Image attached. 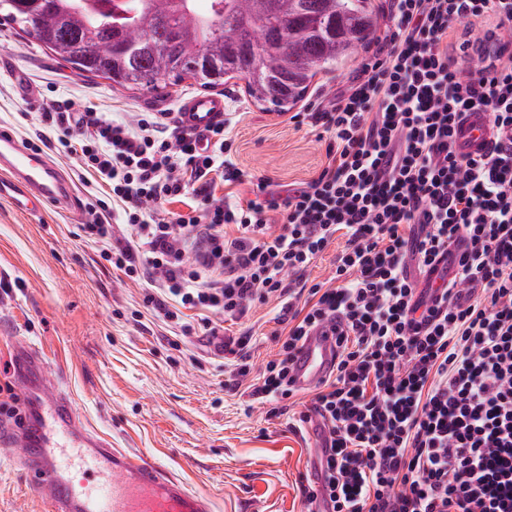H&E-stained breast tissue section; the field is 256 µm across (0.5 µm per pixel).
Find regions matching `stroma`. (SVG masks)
<instances>
[{
  "instance_id": "stroma-1",
  "label": "stroma",
  "mask_w": 512,
  "mask_h": 512,
  "mask_svg": "<svg viewBox=\"0 0 512 512\" xmlns=\"http://www.w3.org/2000/svg\"><path fill=\"white\" fill-rule=\"evenodd\" d=\"M383 15L377 32L393 28L391 0H375ZM377 42L339 70L318 76L301 112L330 105L361 76L379 48ZM0 124L23 141L41 140L42 150L71 177L75 158L55 150L57 130L41 122L39 109L55 102L70 111L109 112L134 121L142 112H173L200 86L183 82L158 92L112 86L100 77H79L66 63L21 31L0 26ZM232 121V157L244 174L217 194L250 198L252 180L264 177L282 186L309 181L324 164L325 143L316 130L296 126L255 103L241 79L219 89ZM84 202H61L43 216L14 211L0 201V384L14 379V344L25 342L46 354L48 372L71 395L96 432L113 447L129 448L165 467L192 490L211 498L213 512H304L303 490L313 475L316 436L295 418L299 405L281 415L268 405L226 391L229 362L218 342L199 330L185 337L180 327L145 314L149 286L104 260L107 246L124 245L121 231L110 243L88 239L82 226ZM270 302L249 317L228 324L230 336L246 334L254 366L279 350L281 331ZM0 512H52L33 491L17 457L0 452Z\"/></svg>"
}]
</instances>
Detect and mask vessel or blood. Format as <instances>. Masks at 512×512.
Wrapping results in <instances>:
<instances>
[{"mask_svg": "<svg viewBox=\"0 0 512 512\" xmlns=\"http://www.w3.org/2000/svg\"><path fill=\"white\" fill-rule=\"evenodd\" d=\"M224 119V99L190 96L178 105L179 128L202 135ZM492 135L484 113H469L457 129L463 152L475 155ZM74 183L43 152L29 149L0 125V200L22 213L74 201ZM331 331L311 332L293 361V386L316 387L337 360ZM17 378L33 401L32 422L15 427L0 420V448H21L33 487L54 512H212L208 496L190 490L171 472L143 456L110 448L83 424L71 399L43 374V356L33 346L14 351Z\"/></svg>", "mask_w": 512, "mask_h": 512, "instance_id": "obj_1", "label": "vessel or blood"}]
</instances>
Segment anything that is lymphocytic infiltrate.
<instances>
[{
    "mask_svg": "<svg viewBox=\"0 0 512 512\" xmlns=\"http://www.w3.org/2000/svg\"><path fill=\"white\" fill-rule=\"evenodd\" d=\"M392 10L395 29L364 77L331 109L292 115L325 134L326 162L284 194L261 178L245 202L216 197V181L242 180L222 124L196 137L166 112L41 119L92 177L85 233L111 239L104 197L119 206L127 243L105 256L151 281L154 316L197 310L209 330L214 316L238 321L277 302L288 331L259 374L239 359L246 338H224L237 359L227 390L294 398L296 352L312 329L339 325L337 363L299 414L322 430L307 512H512V56L489 52L512 27V0ZM490 15L470 42L484 64L462 77L448 39ZM475 111L493 137L471 156L454 133ZM175 201L185 211H168ZM340 236L334 276L309 282Z\"/></svg>",
    "mask_w": 512,
    "mask_h": 512,
    "instance_id": "1",
    "label": "lymphocytic infiltrate"
}]
</instances>
